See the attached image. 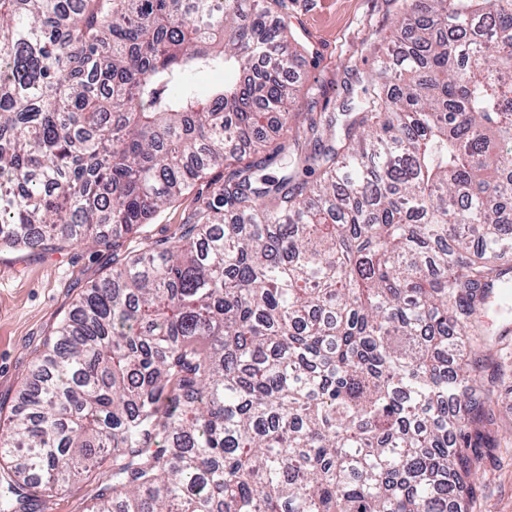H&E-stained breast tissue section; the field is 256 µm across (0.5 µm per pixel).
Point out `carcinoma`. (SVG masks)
<instances>
[{
	"label": "carcinoma",
	"instance_id": "cac0c4a2",
	"mask_svg": "<svg viewBox=\"0 0 512 512\" xmlns=\"http://www.w3.org/2000/svg\"><path fill=\"white\" fill-rule=\"evenodd\" d=\"M284 0H0V245H178L90 286L0 417V512H468L474 314L512 282V0H411L289 138ZM232 79L198 95L192 78ZM318 173H265L276 156ZM228 171L229 169H225L224 165L211 168L191 192L174 199L163 207L148 224L141 227L140 232L132 240L125 243L119 252L118 263L124 262L125 259L140 251L165 248L174 244L181 233L182 225L204 207L212 188L216 184L224 183ZM105 475L98 471L76 481L70 488L50 500H41L35 512H83L93 502Z\"/></svg>",
	"mask_w": 512,
	"mask_h": 512
}]
</instances>
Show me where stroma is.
Segmentation results:
<instances>
[{
    "mask_svg": "<svg viewBox=\"0 0 512 512\" xmlns=\"http://www.w3.org/2000/svg\"><path fill=\"white\" fill-rule=\"evenodd\" d=\"M402 0H286L274 22L299 39L303 50L288 79L299 83V114L292 125L306 132L321 113L336 112L358 92L359 73L373 66V42L396 21ZM226 169L211 168L193 190L163 207L119 254L90 243L53 249L0 247V410L21 402L33 363L62 318L88 287L111 275L113 257L128 259L171 246L183 224L200 210ZM483 376H494L493 435L512 431V293L493 289L474 316ZM472 471L470 512H512V445L481 448ZM104 476L93 472L35 512H84Z\"/></svg>",
    "mask_w": 512,
    "mask_h": 512,
    "instance_id": "35a3bbf8",
    "label": "stroma"
}]
</instances>
